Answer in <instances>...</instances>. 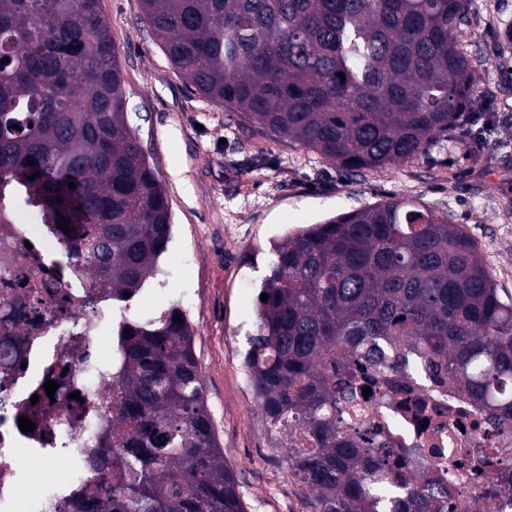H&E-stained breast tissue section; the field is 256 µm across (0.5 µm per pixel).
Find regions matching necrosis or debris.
Instances as JSON below:
<instances>
[{
  "label": "necrosis or debris",
  "mask_w": 512,
  "mask_h": 512,
  "mask_svg": "<svg viewBox=\"0 0 512 512\" xmlns=\"http://www.w3.org/2000/svg\"><path fill=\"white\" fill-rule=\"evenodd\" d=\"M69 237L23 206L0 215V512H74L83 463L112 443L120 393L112 377V288L78 262L63 261ZM56 381L47 394L46 381ZM424 399L422 425L400 406ZM361 446L407 461V472L448 491V512L480 500L512 512V428L489 421L445 385L412 381L389 398H359ZM35 425L23 433L19 417ZM35 460L39 469L25 467Z\"/></svg>",
  "instance_id": "necrosis-or-debris-1"
}]
</instances>
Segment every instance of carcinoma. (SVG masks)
Wrapping results in <instances>:
<instances>
[{
  "instance_id": "cac0c4a2",
  "label": "carcinoma",
  "mask_w": 512,
  "mask_h": 512,
  "mask_svg": "<svg viewBox=\"0 0 512 512\" xmlns=\"http://www.w3.org/2000/svg\"><path fill=\"white\" fill-rule=\"evenodd\" d=\"M197 94L351 176L415 158L479 100L457 43L473 0H140ZM0 185L46 224L73 226L65 260L127 303L159 274L171 208L126 119L101 0H0ZM344 78H339V75ZM32 157L35 165L27 164ZM39 174L31 180L29 176ZM76 183L70 188L69 183ZM62 202H57V199ZM244 365L313 512H446L445 494L364 453L346 411L427 370L512 423V296L448 213L390 196L277 241ZM181 320H174V316ZM117 451L89 457L77 512H245L224 462L186 313L115 324Z\"/></svg>"
}]
</instances>
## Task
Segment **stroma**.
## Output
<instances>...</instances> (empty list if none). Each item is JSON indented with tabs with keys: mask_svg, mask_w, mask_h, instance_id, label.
<instances>
[{
	"mask_svg": "<svg viewBox=\"0 0 512 512\" xmlns=\"http://www.w3.org/2000/svg\"><path fill=\"white\" fill-rule=\"evenodd\" d=\"M473 3L456 39L475 62L478 95L492 108L483 151L455 133L445 147L352 180L315 152L230 124L223 108L172 67L140 19L139 0H102L128 123L172 211L160 273L121 314L146 317L184 304L216 436L246 512H313L242 363L273 239L398 194L447 212L475 240L499 288L512 294V87L496 67L512 0Z\"/></svg>",
	"mask_w": 512,
	"mask_h": 512,
	"instance_id": "obj_1",
	"label": "stroma"
}]
</instances>
